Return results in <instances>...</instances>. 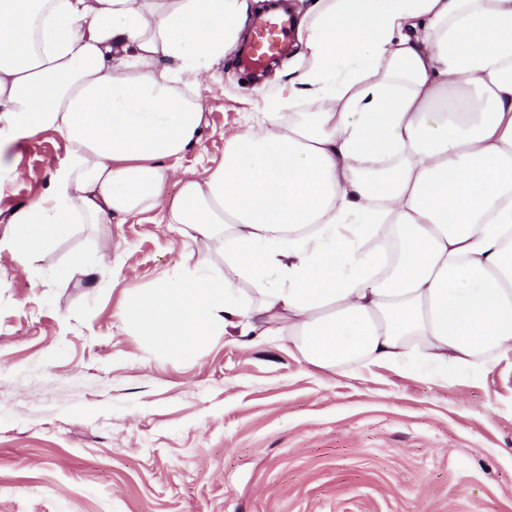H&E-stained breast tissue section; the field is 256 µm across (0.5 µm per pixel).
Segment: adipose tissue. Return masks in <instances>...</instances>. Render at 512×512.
<instances>
[{
	"mask_svg": "<svg viewBox=\"0 0 512 512\" xmlns=\"http://www.w3.org/2000/svg\"><path fill=\"white\" fill-rule=\"evenodd\" d=\"M249 13L0 0V145L51 130L69 148L9 220L20 265L74 225L158 204L169 159L199 141L201 80ZM297 32L288 96L167 207L192 268L120 319L149 349L275 328L320 368L414 359L439 384L512 353V0H317Z\"/></svg>",
	"mask_w": 512,
	"mask_h": 512,
	"instance_id": "adipose-tissue-1",
	"label": "adipose tissue"
}]
</instances>
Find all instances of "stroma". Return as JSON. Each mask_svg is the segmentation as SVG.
I'll use <instances>...</instances> for the list:
<instances>
[{"mask_svg": "<svg viewBox=\"0 0 512 512\" xmlns=\"http://www.w3.org/2000/svg\"><path fill=\"white\" fill-rule=\"evenodd\" d=\"M304 47L255 80L229 53L202 82L199 143L162 202L121 224H78L21 268L0 248V512H512V354L448 384L417 365L305 362L286 335L235 333L145 348L120 309L181 271L164 216L181 180L287 92ZM67 142L46 131L0 150V239L45 195ZM110 260L90 275L74 254Z\"/></svg>", "mask_w": 512, "mask_h": 512, "instance_id": "1", "label": "stroma"}]
</instances>
